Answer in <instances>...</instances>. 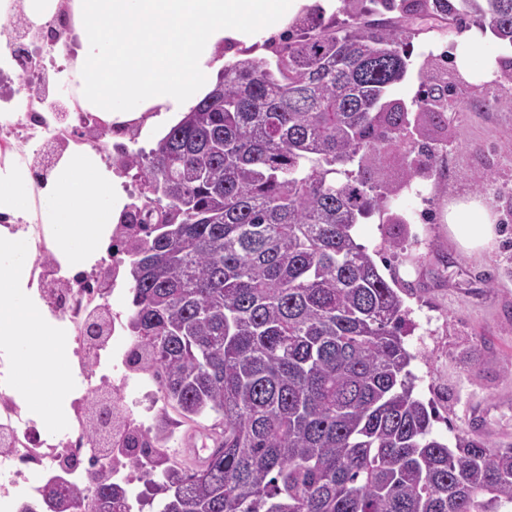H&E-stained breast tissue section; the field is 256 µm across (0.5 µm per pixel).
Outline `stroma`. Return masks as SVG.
Here are the masks:
<instances>
[{"mask_svg": "<svg viewBox=\"0 0 512 512\" xmlns=\"http://www.w3.org/2000/svg\"><path fill=\"white\" fill-rule=\"evenodd\" d=\"M458 35L449 27L411 37L407 77L387 101L416 111L422 66L453 50ZM25 46L41 57L44 72L25 75L15 67L0 75V139L33 161L43 141L10 137L21 116L17 98L39 88L48 102L66 103L74 88L54 48L30 38ZM448 81L456 88L448 126L428 136L443 149L442 177L406 181L400 154L386 156L372 178L396 192L360 219L355 238L379 272L396 280L412 325L406 346L414 356L415 394L436 408L434 433L448 443L468 435L504 448L512 445V95L492 100L488 83L466 81L453 67ZM469 195L483 198L498 218L493 249H458L443 221L448 203ZM395 215L404 223L394 247Z\"/></svg>", "mask_w": 512, "mask_h": 512, "instance_id": "1", "label": "stroma"}]
</instances>
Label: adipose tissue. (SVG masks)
Returning a JSON list of instances; mask_svg holds the SVG:
<instances>
[{
    "mask_svg": "<svg viewBox=\"0 0 512 512\" xmlns=\"http://www.w3.org/2000/svg\"><path fill=\"white\" fill-rule=\"evenodd\" d=\"M342 0H0V20L22 12L37 27L67 21L66 74L81 108L105 135L162 139L218 83L242 50L273 40L298 16L335 13ZM464 32L453 53L467 80H494L498 62ZM126 207L118 177L96 147L66 149L35 181L17 152L0 153V354L19 365L27 410L44 431L67 423L70 397L63 317L42 297L33 262L42 225L60 276L83 273L105 256ZM448 228L461 248L487 250L497 217L482 200L449 206Z\"/></svg>",
    "mask_w": 512,
    "mask_h": 512,
    "instance_id": "obj_1",
    "label": "adipose tissue"
}]
</instances>
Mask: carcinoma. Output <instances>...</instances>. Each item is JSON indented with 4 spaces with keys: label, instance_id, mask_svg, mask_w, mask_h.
I'll return each instance as SVG.
<instances>
[{
    "label": "carcinoma",
    "instance_id": "cac0c4a2",
    "mask_svg": "<svg viewBox=\"0 0 512 512\" xmlns=\"http://www.w3.org/2000/svg\"><path fill=\"white\" fill-rule=\"evenodd\" d=\"M306 19L275 67L246 57L156 147L118 150L140 192L117 241L138 346L129 357L212 448L196 468L169 434L119 411L112 465L49 482L21 512H125L121 465L156 487V512H512V445L432 434L414 396L404 301L356 243L393 187L346 169L448 124V82L424 74L414 118L384 101L411 35L475 17L512 49V0H360ZM396 12L392 18L385 13ZM406 182L442 175L421 145Z\"/></svg>",
    "mask_w": 512,
    "mask_h": 512
}]
</instances>
